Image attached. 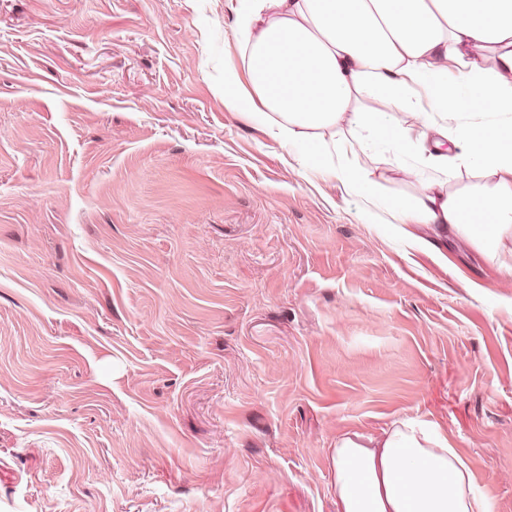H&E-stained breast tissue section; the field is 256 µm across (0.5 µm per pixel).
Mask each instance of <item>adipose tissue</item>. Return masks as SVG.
I'll use <instances>...</instances> for the list:
<instances>
[{
  "label": "adipose tissue",
  "mask_w": 512,
  "mask_h": 512,
  "mask_svg": "<svg viewBox=\"0 0 512 512\" xmlns=\"http://www.w3.org/2000/svg\"><path fill=\"white\" fill-rule=\"evenodd\" d=\"M237 29L245 67L224 70L236 109L281 146L305 143L304 165L339 174L367 201L377 202L379 184L358 160L362 140L331 146L313 130L346 120L410 149L407 127L360 111L366 98L432 128L440 178L408 169L417 192L389 209L410 247L451 232L486 250L512 235V0H250ZM336 155L348 164L335 166ZM452 167L484 185L465 198L448 191ZM331 458L336 512H488L470 466L434 422L404 417L377 437L343 434Z\"/></svg>",
  "instance_id": "obj_1"
}]
</instances>
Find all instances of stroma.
<instances>
[{
	"label": "stroma",
	"mask_w": 512,
	"mask_h": 512,
	"mask_svg": "<svg viewBox=\"0 0 512 512\" xmlns=\"http://www.w3.org/2000/svg\"><path fill=\"white\" fill-rule=\"evenodd\" d=\"M244 0H0V512H336L438 423L512 512V239L411 249L224 99Z\"/></svg>",
	"instance_id": "stroma-1"
}]
</instances>
